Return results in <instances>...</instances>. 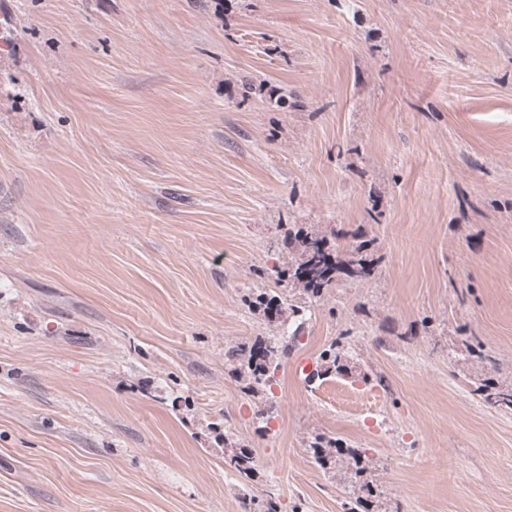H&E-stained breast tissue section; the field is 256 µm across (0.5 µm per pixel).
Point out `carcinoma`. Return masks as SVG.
Listing matches in <instances>:
<instances>
[{
	"label": "carcinoma",
	"instance_id": "cac0c4a2",
	"mask_svg": "<svg viewBox=\"0 0 512 512\" xmlns=\"http://www.w3.org/2000/svg\"><path fill=\"white\" fill-rule=\"evenodd\" d=\"M288 242L296 262L286 269H276L275 281L279 284L286 279L292 281L302 288L311 302L318 301L322 292L336 282L340 271L360 279H371L376 275L374 260L370 259L362 243L341 253L325 238L300 229L293 232ZM253 303L267 317L281 322L290 319L299 321L305 311V307L292 303L288 295L281 291L259 290L255 293ZM298 341L299 333L295 330L291 335L273 341H258L247 347L236 346L228 351V355L237 363L239 374L247 381L249 390L269 391L277 382V372L283 361ZM346 343L347 336L342 335L322 350L316 377L322 378L331 373L347 376L352 373L348 365ZM475 393L488 405L512 409V387L503 389L490 382L476 387ZM309 447L314 449L317 462L323 465L332 452H343V446L338 440L322 435L313 437ZM251 461V451L242 446L230 456L229 466L245 474L251 469Z\"/></svg>",
	"mask_w": 512,
	"mask_h": 512
}]
</instances>
